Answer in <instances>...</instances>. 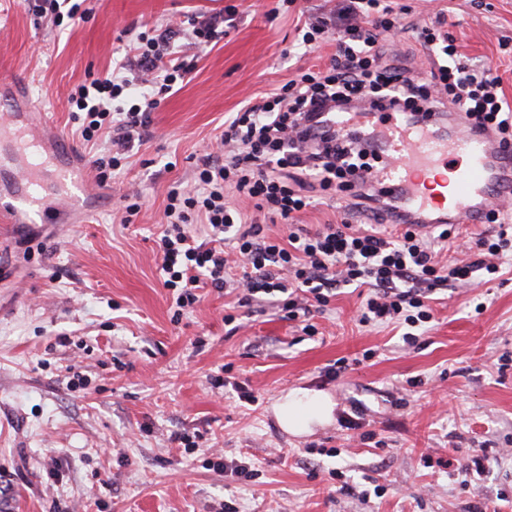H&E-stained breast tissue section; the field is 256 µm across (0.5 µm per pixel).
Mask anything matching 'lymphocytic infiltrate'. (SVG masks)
Segmentation results:
<instances>
[{
	"mask_svg": "<svg viewBox=\"0 0 512 512\" xmlns=\"http://www.w3.org/2000/svg\"><path fill=\"white\" fill-rule=\"evenodd\" d=\"M403 12L398 0H340L336 16L345 38L328 71L302 74L284 93L254 98L218 138L226 157L202 158L192 185L169 192L158 253L162 285L177 311L193 308L205 289L229 288L242 304L267 303L288 319H305L311 335L312 309L328 307L340 288L365 286L370 293L358 322L407 325L403 339L411 344L413 327L433 318L435 290L470 281L478 271L495 275L501 260L512 255V227L503 223L501 210L486 208L479 219L497 230L475 241L476 259L440 265L438 254L450 245L451 229H419L394 202L360 186L356 173L375 155L376 134L364 128L346 136L328 122L330 114L358 109L401 112L421 123L449 110L502 142L512 141V102L493 67L473 68L440 28L419 25L416 38L430 69L422 74L408 65L400 43L385 38L400 27ZM223 32L220 12L168 22L119 68L71 92V103L84 114L81 137L89 142L110 136L108 155L92 162L100 182L145 136L158 94L189 75L175 53L176 41L191 36L205 46ZM122 96L129 108L113 110ZM314 182L321 190L346 193L350 211L373 221V228L345 221L311 232L294 223V215L310 206L306 190ZM241 198L253 202L256 218L240 209ZM261 214L288 221L287 236L271 235L257 220ZM195 218L204 224V236L191 232Z\"/></svg>",
	"mask_w": 512,
	"mask_h": 512,
	"instance_id": "obj_1",
	"label": "lymphocytic infiltrate"
}]
</instances>
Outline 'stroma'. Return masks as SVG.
Returning <instances> with one entry per match:
<instances>
[{
  "label": "stroma",
  "instance_id": "obj_1",
  "mask_svg": "<svg viewBox=\"0 0 512 512\" xmlns=\"http://www.w3.org/2000/svg\"><path fill=\"white\" fill-rule=\"evenodd\" d=\"M399 2L400 38L417 65L412 27L444 8L463 59L491 65L512 99V0ZM336 4L84 0V21L56 26L26 0H0V80L25 76L68 137L69 90L112 70L140 33L181 14L226 18L205 51L179 41L194 70L100 188L90 223H0V512H220L227 500L240 512H474L500 493L501 512H512V367H500L512 355V259L491 282L436 290L413 346L405 326L360 325L351 287L315 314L311 336L278 308L238 306L233 292H210L172 319L155 245L168 191L191 183L249 98L297 69L329 67L343 28L306 47L298 27ZM133 189L143 198L129 217L123 196ZM340 358L355 369L326 377ZM217 375L223 387L212 386ZM238 382L258 403L239 400ZM294 389L325 394L330 419L300 435L281 429L276 407ZM176 432L198 434V450L182 455ZM217 451L258 478L246 485L208 469ZM482 456L489 466L461 488L458 472Z\"/></svg>",
  "mask_w": 512,
  "mask_h": 512
}]
</instances>
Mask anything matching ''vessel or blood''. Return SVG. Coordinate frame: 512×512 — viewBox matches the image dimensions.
<instances>
[{"mask_svg": "<svg viewBox=\"0 0 512 512\" xmlns=\"http://www.w3.org/2000/svg\"><path fill=\"white\" fill-rule=\"evenodd\" d=\"M457 124L450 119L447 131L436 135L409 125L403 113H391L376 138L387 162L368 180L398 198L406 215L451 224L475 215L477 202L512 196V152L491 132ZM56 127L54 113L29 97L0 114V141L13 148L11 156H0V184L9 195L1 222L30 224L49 213L86 210L95 192L90 166L65 162L75 147L64 137L51 142L42 136V129Z\"/></svg>", "mask_w": 512, "mask_h": 512, "instance_id": "obj_1", "label": "vessel or blood"}]
</instances>
